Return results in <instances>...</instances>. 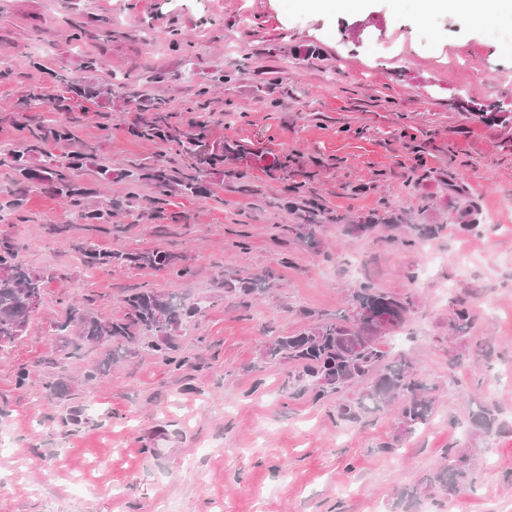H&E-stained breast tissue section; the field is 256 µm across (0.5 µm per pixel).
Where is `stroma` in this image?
<instances>
[{
    "label": "stroma",
    "mask_w": 512,
    "mask_h": 512,
    "mask_svg": "<svg viewBox=\"0 0 512 512\" xmlns=\"http://www.w3.org/2000/svg\"><path fill=\"white\" fill-rule=\"evenodd\" d=\"M493 25L512 27V12L424 19L413 0H0V70L12 73L0 82V145L22 141L11 116L34 87L42 97L28 122L64 120L49 102L55 77L79 75L97 54L112 127L89 113L75 128L96 149L86 202L138 200L101 231L33 188L26 223L0 222L45 280L23 336L0 350V512H512V48L490 36ZM172 26L183 49L166 39ZM218 70L232 80H213ZM134 88L171 112L203 100L213 140L243 142L269 163L285 152L313 164L310 198L344 223L297 239L289 186L259 171L246 188L211 171L201 197L131 182L128 171L156 156L182 162L129 135L141 117ZM461 99L511 117L481 122ZM160 195L174 219L153 224L142 212ZM385 205L395 223L359 231ZM63 223L66 235L49 234ZM410 224L440 231L398 246ZM73 240L174 251L193 275L91 269ZM269 269L275 282L249 303L230 292ZM364 283L410 295L403 329L381 343L437 388L431 419L406 436L395 408L337 420L335 398L300 390L288 361H261L278 338L349 313ZM142 285L203 307L175 339L182 366L57 335L68 304L119 318L127 290ZM460 301L474 316L461 333ZM51 379L65 395H43ZM484 405L500 409L497 434L472 425ZM452 448L470 449L478 466L473 486L446 499L430 481ZM405 488L421 494L399 500Z\"/></svg>",
    "instance_id": "obj_1"
}]
</instances>
